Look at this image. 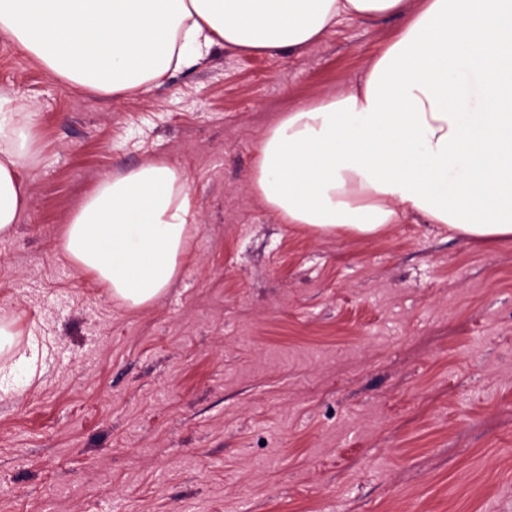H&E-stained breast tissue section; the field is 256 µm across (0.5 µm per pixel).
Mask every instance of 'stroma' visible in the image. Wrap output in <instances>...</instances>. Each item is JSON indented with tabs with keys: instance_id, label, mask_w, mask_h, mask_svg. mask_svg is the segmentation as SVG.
<instances>
[{
	"instance_id": "35a3bbf8",
	"label": "stroma",
	"mask_w": 512,
	"mask_h": 512,
	"mask_svg": "<svg viewBox=\"0 0 512 512\" xmlns=\"http://www.w3.org/2000/svg\"><path fill=\"white\" fill-rule=\"evenodd\" d=\"M403 23L217 46L123 96L64 86L0 34V95L37 113L0 319L15 353L47 346L0 399V512H512V243L418 216L317 237L251 186L266 129L359 84ZM155 160L183 171L197 231L133 310L60 238L99 180Z\"/></svg>"
}]
</instances>
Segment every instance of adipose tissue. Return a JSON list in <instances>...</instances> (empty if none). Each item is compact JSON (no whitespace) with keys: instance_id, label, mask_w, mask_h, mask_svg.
Masks as SVG:
<instances>
[{"instance_id":"obj_1","label":"adipose tissue","mask_w":512,"mask_h":512,"mask_svg":"<svg viewBox=\"0 0 512 512\" xmlns=\"http://www.w3.org/2000/svg\"><path fill=\"white\" fill-rule=\"evenodd\" d=\"M406 22L362 83L263 134L254 194L316 236L375 238L406 214L512 243V0H0V33L64 84L142 94L219 45L302 50L341 20ZM0 98V238L28 202L36 114ZM181 172L148 162L101 180L62 238L73 266L131 309L178 278L195 223Z\"/></svg>"}]
</instances>
